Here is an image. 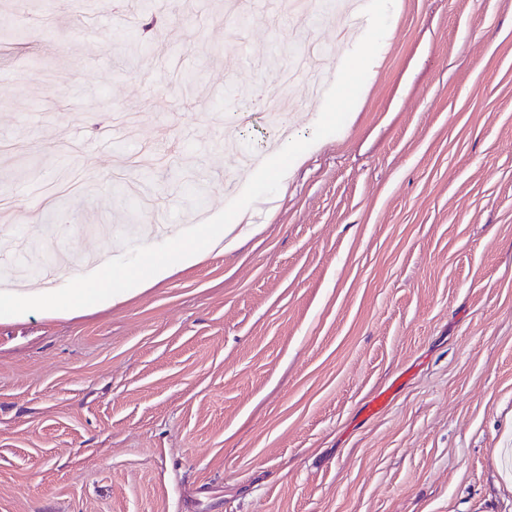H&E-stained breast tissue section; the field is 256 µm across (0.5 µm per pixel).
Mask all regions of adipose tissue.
Instances as JSON below:
<instances>
[{
	"label": "adipose tissue",
	"instance_id": "1",
	"mask_svg": "<svg viewBox=\"0 0 512 512\" xmlns=\"http://www.w3.org/2000/svg\"><path fill=\"white\" fill-rule=\"evenodd\" d=\"M336 121L331 110L316 113L305 141L288 139L273 152L271 164L279 182L305 152L322 144ZM247 207L227 213L224 223L207 224L197 232L176 231L160 240L144 242L135 256L102 261L82 281L60 288H4L0 290V317H16L39 310L50 317L94 312L127 301L200 262L213 251L232 252L259 230L248 223Z\"/></svg>",
	"mask_w": 512,
	"mask_h": 512
}]
</instances>
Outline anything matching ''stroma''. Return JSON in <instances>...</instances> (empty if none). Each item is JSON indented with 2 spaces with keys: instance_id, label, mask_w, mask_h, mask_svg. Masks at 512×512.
I'll return each instance as SVG.
<instances>
[{
  "instance_id": "35a3bbf8",
  "label": "stroma",
  "mask_w": 512,
  "mask_h": 512,
  "mask_svg": "<svg viewBox=\"0 0 512 512\" xmlns=\"http://www.w3.org/2000/svg\"><path fill=\"white\" fill-rule=\"evenodd\" d=\"M318 7L0 0V244L71 282L133 221L274 197L127 302L0 320V512H512V0H398L281 194L224 142L307 138L273 54L372 53Z\"/></svg>"
}]
</instances>
